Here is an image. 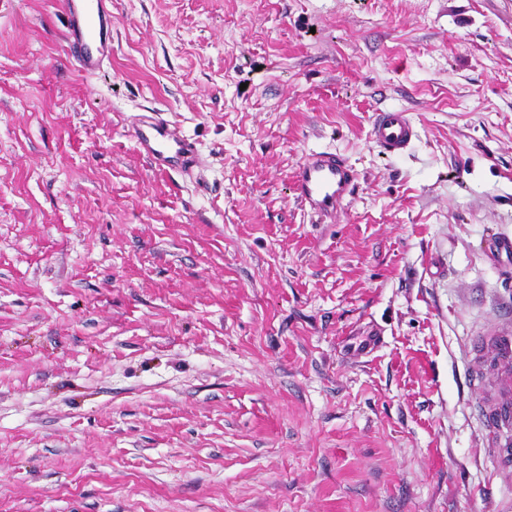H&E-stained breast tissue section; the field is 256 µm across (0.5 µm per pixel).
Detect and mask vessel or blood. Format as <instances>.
Masks as SVG:
<instances>
[{
  "label": "vessel or blood",
  "mask_w": 512,
  "mask_h": 512,
  "mask_svg": "<svg viewBox=\"0 0 512 512\" xmlns=\"http://www.w3.org/2000/svg\"><path fill=\"white\" fill-rule=\"evenodd\" d=\"M63 50L77 72L86 78L98 76L112 57V0H63ZM131 135L139 153L150 166L168 175H184L200 169L203 159L196 141L172 125L164 110L150 108L130 121ZM418 138L409 114L388 109L376 114L370 139L388 157L406 154ZM355 169L327 151H312L298 163L292 192L318 218L335 213L357 184ZM494 347L503 377L506 399L488 414L502 437L497 453L502 462L512 461V336H494Z\"/></svg>",
  "instance_id": "obj_1"
}]
</instances>
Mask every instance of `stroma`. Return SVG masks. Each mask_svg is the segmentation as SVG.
Returning <instances> with one entry per match:
<instances>
[{
	"label": "stroma",
	"instance_id": "obj_1",
	"mask_svg": "<svg viewBox=\"0 0 512 512\" xmlns=\"http://www.w3.org/2000/svg\"><path fill=\"white\" fill-rule=\"evenodd\" d=\"M154 106L202 176L138 153ZM311 151L358 174L328 224ZM503 235L512 0H112L91 79L0 0V512H512ZM418 138V130L409 114L388 109L376 114L370 129V139L388 157L406 154ZM357 180L355 169L343 157L312 151L297 165L292 192L303 206L324 220L352 193ZM496 350L500 372L503 377V390L512 393V336H492L489 339ZM488 419L495 428L502 431V437L496 449L499 457L504 465L508 466L512 463V396L506 398L488 413Z\"/></svg>",
	"mask_w": 512,
	"mask_h": 512
}]
</instances>
